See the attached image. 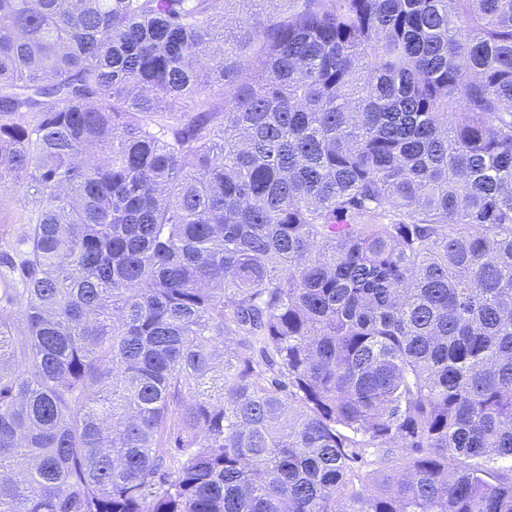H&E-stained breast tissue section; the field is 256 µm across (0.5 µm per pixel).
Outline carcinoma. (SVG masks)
<instances>
[{
	"label": "carcinoma",
	"mask_w": 512,
	"mask_h": 512,
	"mask_svg": "<svg viewBox=\"0 0 512 512\" xmlns=\"http://www.w3.org/2000/svg\"><path fill=\"white\" fill-rule=\"evenodd\" d=\"M0 0V512H512V0ZM248 6L238 2H229L224 10V30L228 37L233 40L234 36L240 35L241 19L244 18ZM238 18V19H237Z\"/></svg>",
	"instance_id": "obj_1"
}]
</instances>
